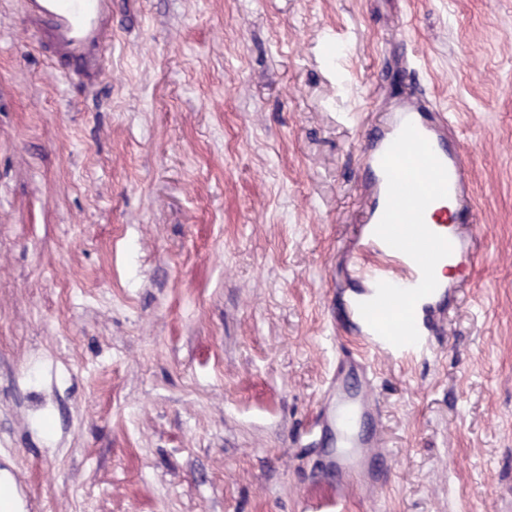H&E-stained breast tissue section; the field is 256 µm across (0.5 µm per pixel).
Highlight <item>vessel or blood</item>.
<instances>
[{
  "label": "vessel or blood",
  "mask_w": 512,
  "mask_h": 512,
  "mask_svg": "<svg viewBox=\"0 0 512 512\" xmlns=\"http://www.w3.org/2000/svg\"><path fill=\"white\" fill-rule=\"evenodd\" d=\"M28 30L52 60L61 66L64 78L83 87L98 86L106 77L112 52V0H22ZM412 122L430 143L448 175L444 206L430 215L431 231L446 237L457 254L481 261L478 216L470 205V153L450 138L448 119L436 103L424 96L401 98L389 107L387 119L370 130L360 153L364 176L360 184L358 222L346 263L359 288L349 295L343 326L379 353L407 357L428 355L432 339L448 308V284L439 281L436 290L420 301L415 316L418 344L396 347L380 337L363 319L358 305L372 299L378 282L401 288L419 284L422 274L406 254L372 235L387 197V178L381 159L400 133ZM376 387L369 364L347 349H340L335 372L326 390L319 425L330 441L319 474L336 483L351 482L367 494L381 491L388 481L390 452L384 448L377 426Z\"/></svg>",
  "instance_id": "1"
}]
</instances>
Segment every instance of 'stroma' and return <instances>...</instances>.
Wrapping results in <instances>:
<instances>
[{
	"mask_svg": "<svg viewBox=\"0 0 512 512\" xmlns=\"http://www.w3.org/2000/svg\"><path fill=\"white\" fill-rule=\"evenodd\" d=\"M0 0V488L30 512H512V0H113L62 81ZM416 51V78L402 76ZM447 107L483 260L428 358L335 329L359 156ZM392 481H317L336 347Z\"/></svg>",
	"mask_w": 512,
	"mask_h": 512,
	"instance_id": "obj_1",
	"label": "stroma"
}]
</instances>
